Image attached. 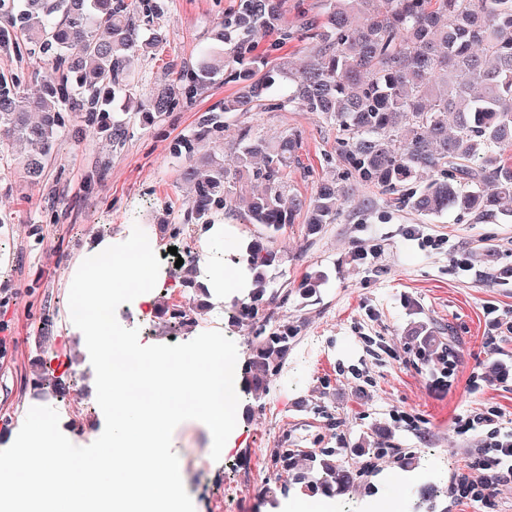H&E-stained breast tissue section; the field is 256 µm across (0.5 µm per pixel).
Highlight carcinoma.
Returning <instances> with one entry per match:
<instances>
[{"label":"carcinoma","mask_w":512,"mask_h":512,"mask_svg":"<svg viewBox=\"0 0 512 512\" xmlns=\"http://www.w3.org/2000/svg\"><path fill=\"white\" fill-rule=\"evenodd\" d=\"M162 12V0H0V49L36 50L60 72L56 81L26 85L0 75V141L32 146L20 161L30 182L44 177L66 110L81 113L86 126L110 140L123 139L110 98L130 85L127 64L143 49L141 24ZM310 27L305 67L293 72L282 65L261 76L270 55L257 51L256 38L276 33L280 46L292 32L284 26L280 0H238L212 29L197 65L171 70L169 82L138 102L137 110L151 118L192 104L225 75L241 90L201 121L197 136L203 140L222 128L218 113L248 112L266 99L278 74L288 79V95L275 107L318 112L347 131L340 156L359 181L423 216L456 212L485 224L512 215V164L500 156L512 145V0H329L323 21ZM241 141L231 165L215 155L202 174L191 165L183 168L181 177L190 185L184 223L210 225L217 211L240 207L270 237L295 223L302 210L312 233L335 223L346 196L342 183L321 184L307 203L287 194L283 175L298 162L299 135L269 141L246 130ZM423 170L436 178L418 187ZM252 178L265 182V189L248 197L242 180ZM242 261L251 280L239 316L252 322L266 303L264 270L277 266L279 255L255 241ZM190 272L186 287L204 308L209 289L196 280V267ZM161 315L180 328L191 323L177 305ZM408 335L423 358L441 344L437 330L424 323ZM293 340L286 326H258L238 389L268 392ZM336 456L334 448L277 452L280 491L300 484L326 498L345 494L358 472Z\"/></svg>","instance_id":"obj_1"}]
</instances>
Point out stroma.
Returning a JSON list of instances; mask_svg holds the SVG:
<instances>
[{
	"label": "stroma",
	"mask_w": 512,
	"mask_h": 512,
	"mask_svg": "<svg viewBox=\"0 0 512 512\" xmlns=\"http://www.w3.org/2000/svg\"><path fill=\"white\" fill-rule=\"evenodd\" d=\"M235 3L166 0L164 15L141 27L148 49L132 59L129 94L112 106L126 128L122 143L72 119L36 186L17 165L23 146H0V338L15 349L12 359L0 361V450L13 443L34 406L55 408L75 445H89L102 433L95 372L70 318L67 280L96 243L123 242L133 225L153 227L161 262L156 310L142 317L123 304L118 322L138 329L141 344H166L174 333L159 310L182 305L191 308L193 323L177 333L180 342L217 330L235 343L239 359L247 358L251 326L233 320L244 292L225 289L214 274L241 272L248 243L265 231L227 210L215 215L222 235L185 224L187 187L172 151L238 86L217 81L194 105L154 121L135 110L136 100L167 82L172 67L195 66L200 45ZM282 10L294 37L280 54L297 69L311 46L303 22L321 19L325 0H283ZM285 87L277 80L262 105L226 115L222 137L198 142L196 153L215 150L230 161L244 130L264 137L298 133L300 161L284 179L292 193L308 197L341 175L342 134L320 114L273 108ZM347 186L335 223L312 235L300 215L270 242L282 261L267 271L274 299L257 321L287 326L296 338L269 392L241 396L233 448L213 460L208 431L197 420L173 432L195 512H245L251 498L273 485L271 457L280 448H335L343 460L369 465L354 489L324 499L323 512H404L430 481L440 489L434 512H477L452 484L485 433L464 431L457 420L493 413L502 426L512 425V333H493L495 318L512 315V218L486 224L453 213L427 218L394 206L375 186L354 180ZM185 251L211 291L203 311L193 310V293L176 265L177 253ZM418 322L449 337L451 368L416 356L406 331ZM379 436L383 452L364 455ZM409 451L418 467L406 472L398 458ZM228 487L237 497L230 511L224 507Z\"/></svg>",
	"instance_id": "35a3bbf8"
}]
</instances>
